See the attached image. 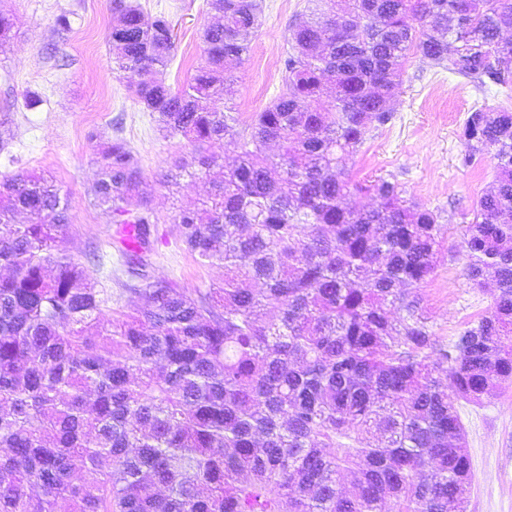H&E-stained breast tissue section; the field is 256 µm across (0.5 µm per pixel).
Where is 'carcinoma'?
I'll return each mask as SVG.
<instances>
[{"label":"carcinoma","instance_id":"obj_1","mask_svg":"<svg viewBox=\"0 0 512 512\" xmlns=\"http://www.w3.org/2000/svg\"><path fill=\"white\" fill-rule=\"evenodd\" d=\"M207 6L220 22L177 90L155 77L176 49L165 14L112 0L107 42L160 130L192 146L160 183L224 168L174 217L185 249L224 268L220 286L139 273L114 296L64 245L61 190L29 171L0 181V512H463L458 403L512 379V111L464 124L466 161L487 154L495 170L465 275L493 302L446 346L410 297L437 266V215L384 178L375 207L348 208L347 161L393 118L411 54L512 91V0H309L286 89L242 132L226 64L249 53L262 0ZM14 28L1 13L0 52ZM226 137L230 168L206 149ZM96 164L120 241L130 229L146 248L127 141L107 139Z\"/></svg>","mask_w":512,"mask_h":512}]
</instances>
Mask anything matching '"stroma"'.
I'll return each instance as SVG.
<instances>
[{"mask_svg":"<svg viewBox=\"0 0 512 512\" xmlns=\"http://www.w3.org/2000/svg\"><path fill=\"white\" fill-rule=\"evenodd\" d=\"M146 16L168 14L176 34L173 62L161 77L181 87L203 48L202 33L213 23L206 0H139ZM307 0H263L261 24L244 61L230 64L235 93L228 105L247 128L285 87L284 50L289 28ZM18 35L0 53V118L9 117L14 134L0 151V178L34 171L61 187L68 200L66 246L75 255H103L112 290L130 278L116 227L97 205L100 141L121 131L142 168L141 189L154 211L155 226L146 256L147 271L186 290L221 284L224 271L201 263L179 244L173 219L205 198L204 177H186L179 185L158 183L171 162L191 151L179 136L162 134L149 113L132 97L127 80L113 68L106 40L112 24L110 0H0ZM67 15L70 28L58 30ZM512 108V100L476 88L446 69L409 57L393 102L394 117L385 127L367 129L364 144L348 162L361 185L349 206L371 205L365 185L386 178L398 181L408 198L429 208L442 224L441 254L432 278L418 291L430 330L441 345L489 307L490 290L473 286L463 275L465 224L494 180L489 157L466 163L464 122L473 108ZM97 131L89 139V131ZM464 451L473 480L465 512H512V381L482 403H460Z\"/></svg>","mask_w":512,"mask_h":512,"instance_id":"stroma-1","label":"stroma"}]
</instances>
